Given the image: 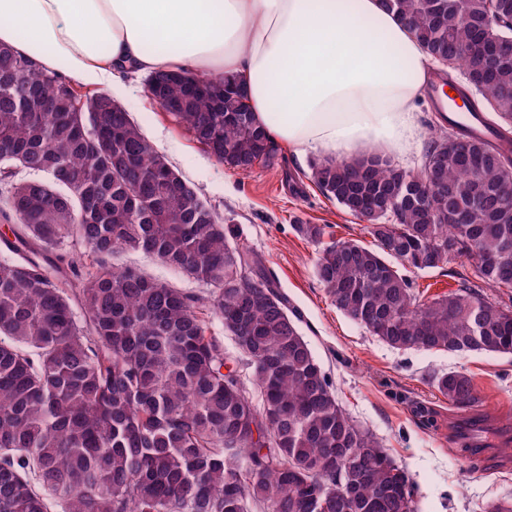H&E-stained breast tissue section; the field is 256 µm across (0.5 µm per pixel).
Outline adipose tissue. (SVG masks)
I'll return each instance as SVG.
<instances>
[{"label": "adipose tissue", "mask_w": 512, "mask_h": 512, "mask_svg": "<svg viewBox=\"0 0 512 512\" xmlns=\"http://www.w3.org/2000/svg\"><path fill=\"white\" fill-rule=\"evenodd\" d=\"M0 43L118 96L161 70L236 76L297 152L350 159L424 138L430 56L385 0H0Z\"/></svg>", "instance_id": "obj_1"}]
</instances>
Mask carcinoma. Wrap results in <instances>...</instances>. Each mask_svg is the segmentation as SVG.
Listing matches in <instances>:
<instances>
[{
	"mask_svg": "<svg viewBox=\"0 0 512 512\" xmlns=\"http://www.w3.org/2000/svg\"><path fill=\"white\" fill-rule=\"evenodd\" d=\"M430 56L493 113L494 139L432 130L423 167L373 153L312 167L375 247L323 242L316 276L350 320L401 350L512 354V0H386ZM504 25L485 29L486 18ZM158 103L246 172L276 144L231 77L148 76ZM21 168L49 181L13 179ZM0 512H417L404 468L339 405L262 258L186 184L130 114L0 44ZM142 251L212 288L207 301L112 265ZM470 272L428 298L407 269ZM81 313H76L75 309ZM248 356L262 408L209 334ZM448 402L472 379L435 377ZM209 327L212 336H215L216 339L224 346V351H226L236 359V361L238 362V367L244 369L242 373L243 378L245 379L246 377L248 379L250 373L249 369L246 370L248 360L244 353L238 348L234 336H232L229 332L225 331L224 325L221 323L220 320L216 318L211 320Z\"/></svg>",
	"mask_w": 512,
	"mask_h": 512,
	"instance_id": "obj_1",
	"label": "carcinoma"
}]
</instances>
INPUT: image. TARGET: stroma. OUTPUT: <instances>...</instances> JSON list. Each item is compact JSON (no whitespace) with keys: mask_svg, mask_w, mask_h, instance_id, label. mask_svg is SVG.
Here are the masks:
<instances>
[{"mask_svg":"<svg viewBox=\"0 0 512 512\" xmlns=\"http://www.w3.org/2000/svg\"><path fill=\"white\" fill-rule=\"evenodd\" d=\"M131 85L121 106L187 184L231 225L235 242L261 255L267 275L297 312L300 331L339 404L407 471L420 512H483L488 502L512 496V438L499 443L491 457L462 461L456 427L469 410L450 404L433 386L436 375L466 372L478 392L477 408L494 418L499 404L512 403V357L397 350L371 336L336 309L315 274L318 245L293 229L298 218L324 225L325 241L373 243L363 223L313 183L314 154L282 146L273 166L240 172L204 151L144 96V76L133 77ZM113 262L189 294L210 293L206 284L142 252L119 253Z\"/></svg>","mask_w":512,"mask_h":512,"instance_id":"1","label":"stroma"}]
</instances>
